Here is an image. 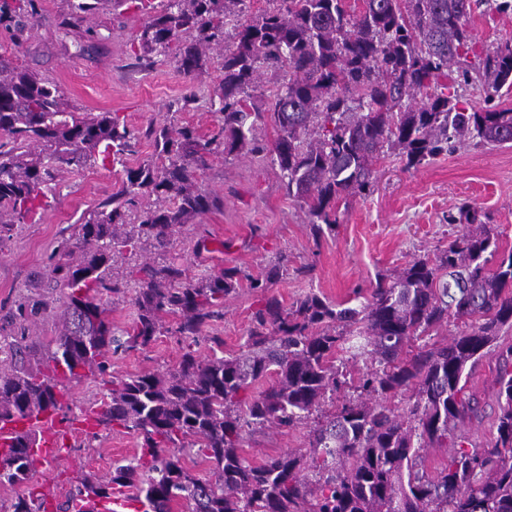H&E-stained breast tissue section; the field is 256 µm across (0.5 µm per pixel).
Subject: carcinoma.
Listing matches in <instances>:
<instances>
[{
	"label": "carcinoma",
	"instance_id": "cac0c4a2",
	"mask_svg": "<svg viewBox=\"0 0 512 512\" xmlns=\"http://www.w3.org/2000/svg\"><path fill=\"white\" fill-rule=\"evenodd\" d=\"M258 19L245 17L247 0H161L137 35L147 52L162 53L182 41L178 69L206 71L210 45H224V78L215 92L223 123L207 139L189 127H152L156 161L126 170V184L103 209L76 226L55 251L80 254L56 262L52 273L69 289L63 330L42 367L0 369V427L22 416L57 413L66 390L61 380L104 375L112 357L145 349L164 334L183 338L179 370L112 377V388L93 407L94 426L137 433L141 452L116 463L105 477L82 478L55 512H98L96 499L121 489L142 512H171L184 501L190 512H512V343H500L512 327V252L497 266L495 234L465 232L435 260L416 258L393 279L377 278L370 299L345 307L317 293L286 310L265 296L279 275L275 265L250 281L260 293L240 355L197 354L203 332L224 315L240 271L226 268L193 280L174 258L140 268L137 315L130 329L112 331L97 294L125 293L114 273L117 258L134 256L148 242L168 244L176 229L221 204L202 191L197 172L206 156L250 154L271 158L280 187L304 204L315 238L336 226V203L362 194L372 183L373 163L398 147L416 167L463 145L512 143V109L494 104L512 89V41L472 63L473 36L466 19L486 6L512 12V0H366L357 16L345 0H277ZM100 0H75L60 23L64 36L77 30ZM36 0H0V25L37 15ZM289 74L263 109L249 101L259 71ZM480 83L485 107L462 106L458 91L439 83ZM422 95L425 101L414 106ZM272 125L268 144L257 135ZM0 223L6 230L42 207L44 189L64 168L117 160L132 152L134 135L109 112L78 118L67 111L62 89L39 74L0 57ZM155 196L138 208V196ZM176 318L168 326L165 317ZM468 330L446 342L412 348L449 317ZM497 353L500 413L494 441L477 445L462 432L478 417L466 393L468 373ZM365 358L357 396L322 414L325 400L346 385L338 355ZM273 376L259 393L253 383ZM408 395L404 407L392 398ZM313 420L306 448L290 449L252 465L241 455L246 439L268 428H292ZM0 452V486L33 478L36 433L8 436ZM196 448L211 476L196 477L182 452ZM449 449L430 474L423 452ZM43 493L18 494L8 512H50Z\"/></svg>",
	"mask_w": 512,
	"mask_h": 512
}]
</instances>
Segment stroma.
<instances>
[{
    "mask_svg": "<svg viewBox=\"0 0 512 512\" xmlns=\"http://www.w3.org/2000/svg\"><path fill=\"white\" fill-rule=\"evenodd\" d=\"M39 14L30 19L22 44L0 26V56L57 83L70 111L77 117L117 113L139 138L132 154L101 165L88 163L61 171L43 200V207L25 223L0 234V341L25 347L26 366H35L58 336L68 290L49 270V257L62 238L85 223L121 189L127 168L153 159L155 148L144 138L150 126H188L203 137L217 130L221 114L210 100L222 79L224 53H210L206 73L191 77L177 68V47L168 55L144 52L136 36L148 21L147 10L128 7L116 13L110 0H102L88 15L90 35L83 49L62 37L58 28L69 14L71 0H38ZM467 25L477 53L512 39V13L475 10ZM202 191L220 198L219 207L197 216L177 229L164 250L147 248L119 264L124 280L136 282L145 263L176 258L197 279L234 267L240 286L224 302L223 317L208 333L220 337L223 350H242L251 314L259 295L250 279L279 265L280 276L268 290L289 307L308 293L340 303L369 296L377 276H393L413 259L435 258L462 234L464 225L449 223L462 204H470L479 223L498 238L499 255L512 252V143L464 146L410 167L400 152H389L374 164L370 194L336 204L335 231L314 239L305 208L279 187L270 161L244 155L209 156L199 177ZM45 308L28 320L17 316L24 300ZM184 352L179 337H159L150 347L133 351L112 362L117 377L156 370H176ZM498 362L488 355L468 377L467 391L480 403L481 418L466 426L475 442L495 434L498 413ZM306 426L289 431L269 428L254 434L243 446L250 463L304 447ZM136 433L122 428L101 432L99 438L77 434L61 459L36 464L35 480L55 501H65L83 477L100 478L115 462L138 452Z\"/></svg>",
    "mask_w": 512,
    "mask_h": 512,
    "instance_id": "1",
    "label": "stroma"
}]
</instances>
